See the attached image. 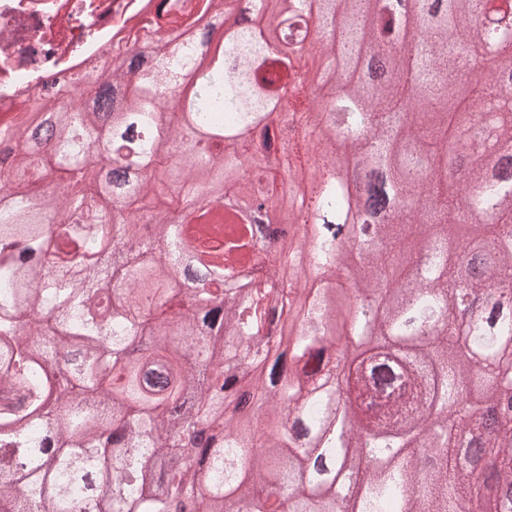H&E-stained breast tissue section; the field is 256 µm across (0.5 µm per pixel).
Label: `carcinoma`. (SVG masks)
<instances>
[{
	"label": "carcinoma",
	"mask_w": 512,
	"mask_h": 512,
	"mask_svg": "<svg viewBox=\"0 0 512 512\" xmlns=\"http://www.w3.org/2000/svg\"><path fill=\"white\" fill-rule=\"evenodd\" d=\"M263 0L220 11L216 0H143L155 28L172 12L223 13L224 45L166 119L165 91L201 55L160 38L145 61L116 57L112 81L134 90L103 112L90 98L50 100L0 120V512H468L492 484L512 486V445L491 466L463 468L458 449L496 448L501 425L479 432L501 386H512V157L490 172L451 149L456 107L512 109V66L464 84L456 52L489 55L471 38L485 0ZM268 13L289 32L306 18L323 52L314 64L339 92L318 111L317 149L336 141L361 163L372 193L388 182L403 206L374 248L355 246L366 206L338 178L321 191L320 218L304 232L317 271L357 277L356 325L325 288L287 301L281 323L273 272L285 267L294 226L275 174L291 172L280 108H297L305 82L272 89V68L294 74L302 37L282 50L253 36L245 15ZM59 114L43 147L29 140L39 113ZM466 168L468 206L448 172ZM262 196L276 223L247 271L225 284L204 257L181 264L184 220H233L200 210L208 192ZM479 211L486 222L471 224ZM468 228L460 266L448 246ZM424 257L423 275L402 279ZM467 286L492 319L465 326L450 301ZM82 490L79 500L75 490Z\"/></svg>",
	"instance_id": "carcinoma-1"
}]
</instances>
